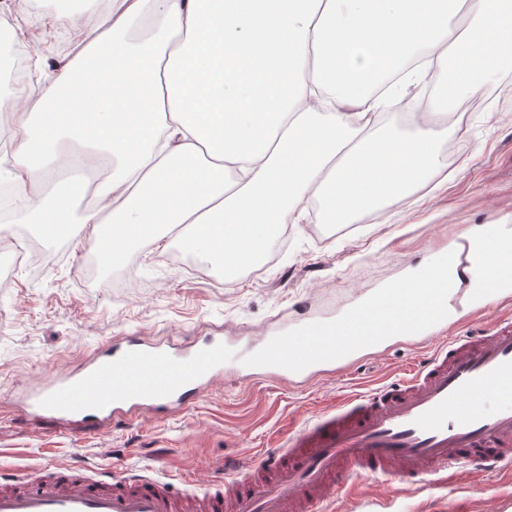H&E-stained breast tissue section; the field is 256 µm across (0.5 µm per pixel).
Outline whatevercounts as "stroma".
<instances>
[{"label": "stroma", "mask_w": 512, "mask_h": 512, "mask_svg": "<svg viewBox=\"0 0 512 512\" xmlns=\"http://www.w3.org/2000/svg\"><path fill=\"white\" fill-rule=\"evenodd\" d=\"M449 140L463 148L425 189L393 199L348 224L318 213L273 240L265 269L221 274L195 252L170 262L173 244H149L130 287L121 267L101 264L87 244L41 240L40 269L18 266L0 288V471L59 465L150 466L183 478L203 496L229 459L256 463L303 420L342 399L401 378L430 353L426 343L392 342L358 355L339 373L298 383H252L228 373L186 410L172 406L126 422H60L25 415L28 393L48 376L80 370L126 337L184 345L211 336L244 339L299 320L337 314L395 277L434 262L484 224L512 229V57L482 97L465 100ZM327 512H512V483L458 469L447 484L391 492L364 479Z\"/></svg>", "instance_id": "35a3bbf8"}]
</instances>
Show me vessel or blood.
Returning <instances> with one entry per match:
<instances>
[{
    "mask_svg": "<svg viewBox=\"0 0 512 512\" xmlns=\"http://www.w3.org/2000/svg\"><path fill=\"white\" fill-rule=\"evenodd\" d=\"M505 261L487 267L484 285L512 298V235L499 226ZM455 250L427 276L386 283L331 319L267 337L246 357L250 376L308 379L398 339L433 342L429 357L403 379L346 398L334 412L290 432L255 464L226 463L214 491L193 512H321L355 478L386 479L392 490L444 479L473 464L512 474V322L437 343L448 328V272ZM430 288H420L421 279ZM231 353L211 339L189 350L137 340L105 351L81 371L50 377L26 398L27 409L59 419L121 421L160 410L190 390L204 393ZM180 495L141 470L56 467L0 482V512H179Z\"/></svg>",
    "mask_w": 512,
    "mask_h": 512,
    "instance_id": "b4317fda",
    "label": "vessel or blood"
}]
</instances>
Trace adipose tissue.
<instances>
[{
	"label": "adipose tissue",
	"instance_id": "1",
	"mask_svg": "<svg viewBox=\"0 0 512 512\" xmlns=\"http://www.w3.org/2000/svg\"><path fill=\"white\" fill-rule=\"evenodd\" d=\"M80 2L50 19L69 50L0 91L24 200L9 218L46 239L92 225L113 266L188 228L193 251L243 268L310 206L347 224L424 189L439 102L407 132H371L376 111L413 109L408 87L452 55L448 97H477L512 56V0Z\"/></svg>",
	"mask_w": 512,
	"mask_h": 512
}]
</instances>
